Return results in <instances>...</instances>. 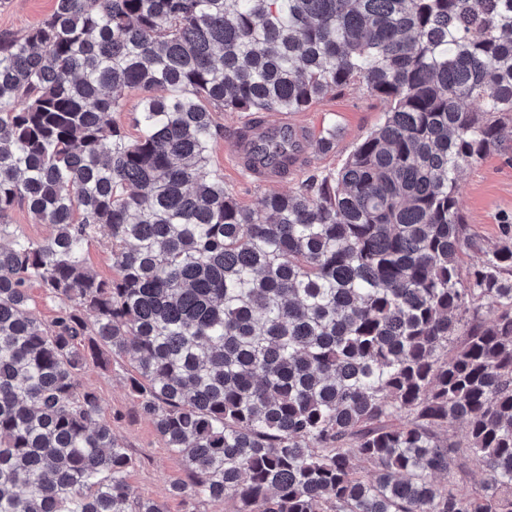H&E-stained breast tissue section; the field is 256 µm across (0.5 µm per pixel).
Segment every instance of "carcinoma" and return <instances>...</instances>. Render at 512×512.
Returning <instances> with one entry per match:
<instances>
[{
  "label": "carcinoma",
  "instance_id": "1",
  "mask_svg": "<svg viewBox=\"0 0 512 512\" xmlns=\"http://www.w3.org/2000/svg\"><path fill=\"white\" fill-rule=\"evenodd\" d=\"M351 83L386 110L338 172L256 212L206 170L215 113ZM129 90L134 138L112 119ZM506 119L512 0H55L0 34V512H165L76 382L114 358L192 502L512 512V227L461 277L457 182ZM241 139L288 173L292 132ZM18 205L53 233L12 230ZM107 231L101 229L94 241L87 249V266L92 272L102 279H109L113 276L112 257L106 247ZM31 298L30 306L36 316L43 322H50L57 312V304L45 294L39 284L34 283L28 290Z\"/></svg>",
  "mask_w": 512,
  "mask_h": 512
}]
</instances>
